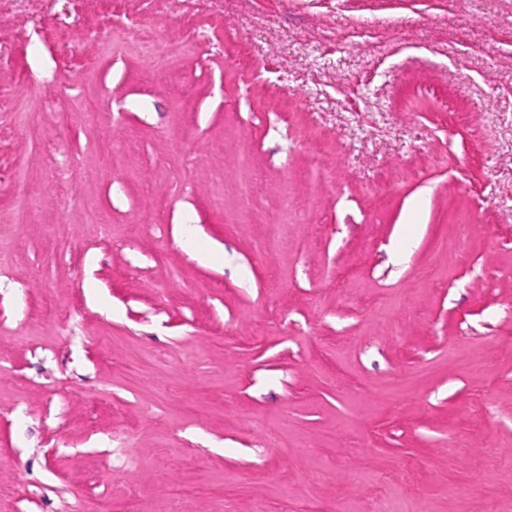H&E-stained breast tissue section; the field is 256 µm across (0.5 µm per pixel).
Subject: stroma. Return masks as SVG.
Here are the masks:
<instances>
[{"mask_svg":"<svg viewBox=\"0 0 512 512\" xmlns=\"http://www.w3.org/2000/svg\"><path fill=\"white\" fill-rule=\"evenodd\" d=\"M510 37L512 0H0V512H512Z\"/></svg>","mask_w":512,"mask_h":512,"instance_id":"obj_1","label":"stroma"}]
</instances>
